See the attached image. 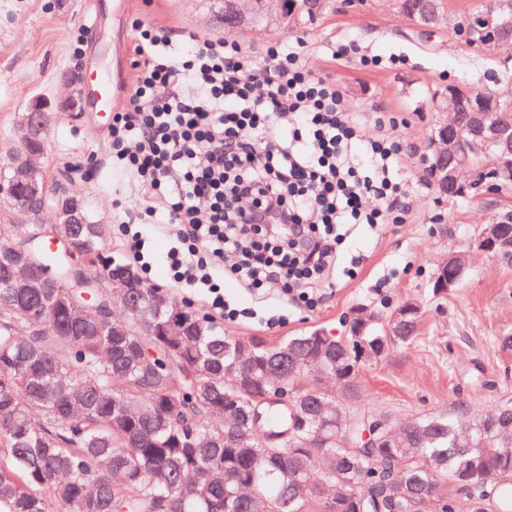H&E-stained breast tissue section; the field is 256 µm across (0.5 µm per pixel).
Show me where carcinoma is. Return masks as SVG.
<instances>
[{"mask_svg":"<svg viewBox=\"0 0 512 512\" xmlns=\"http://www.w3.org/2000/svg\"><path fill=\"white\" fill-rule=\"evenodd\" d=\"M76 261L34 243L40 270L105 274L101 224H47ZM71 288L66 307L0 285V512H512V406L396 423L349 408L357 346L414 341L421 312H361L343 336L313 330L265 346L224 335L168 301ZM312 358L311 369L297 362ZM244 383L230 389L227 369ZM293 407H271L274 388ZM262 415L275 440L255 433ZM380 420L376 443L362 432ZM322 428L313 443L308 431ZM368 479L370 487L356 488Z\"/></svg>","mask_w":512,"mask_h":512,"instance_id":"cac0c4a2","label":"carcinoma"}]
</instances>
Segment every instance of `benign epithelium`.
Listing matches in <instances>:
<instances>
[{
  "mask_svg": "<svg viewBox=\"0 0 512 512\" xmlns=\"http://www.w3.org/2000/svg\"><path fill=\"white\" fill-rule=\"evenodd\" d=\"M465 38L478 32L485 36L483 45L496 52L512 45V0H492L482 15L459 25ZM451 112L434 129L430 140L431 183L440 196L461 195L474 188L473 167L484 165L497 183H512V126L501 123L497 111L502 108L501 95L493 91H479L466 108L464 132L457 133L463 99L458 91L448 88ZM59 105L49 98L37 95L29 101L26 113L17 125V145L5 165L0 167V211H6L13 224H37L47 206L55 210L58 224H87L83 200L71 197L62 190L49 192L46 170L39 164L46 150L47 136ZM477 247L488 253L500 254L502 223L484 224L475 239ZM4 257L11 272L23 270V287L36 295L49 288L56 289V301L64 303L61 285L45 278L37 269L27 243L14 242L4 247ZM469 265V252L451 251L437 266L433 280L435 291L447 292L455 287ZM99 287L107 292L132 296L143 282L131 267H121L112 275L97 274Z\"/></svg>",
  "mask_w": 512,
  "mask_h": 512,
  "instance_id": "7a95c632",
  "label": "benign epithelium"
}]
</instances>
